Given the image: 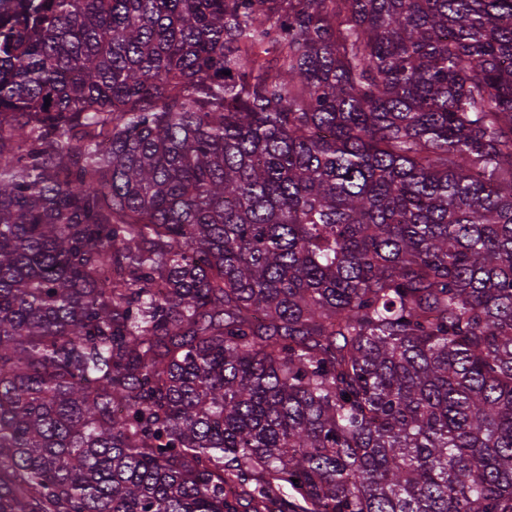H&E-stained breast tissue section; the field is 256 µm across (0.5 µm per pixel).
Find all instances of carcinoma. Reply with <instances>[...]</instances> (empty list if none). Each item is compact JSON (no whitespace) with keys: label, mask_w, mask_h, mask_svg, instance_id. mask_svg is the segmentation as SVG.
Wrapping results in <instances>:
<instances>
[{"label":"carcinoma","mask_w":512,"mask_h":512,"mask_svg":"<svg viewBox=\"0 0 512 512\" xmlns=\"http://www.w3.org/2000/svg\"><path fill=\"white\" fill-rule=\"evenodd\" d=\"M0 512H512V0H0Z\"/></svg>","instance_id":"1"}]
</instances>
